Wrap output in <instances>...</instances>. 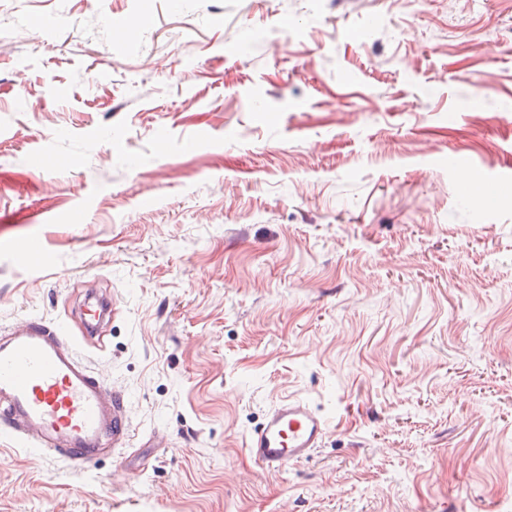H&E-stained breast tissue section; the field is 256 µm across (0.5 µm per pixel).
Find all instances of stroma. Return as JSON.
Returning <instances> with one entry per match:
<instances>
[{"label":"stroma","mask_w":512,"mask_h":512,"mask_svg":"<svg viewBox=\"0 0 512 512\" xmlns=\"http://www.w3.org/2000/svg\"><path fill=\"white\" fill-rule=\"evenodd\" d=\"M91 291L129 439L0 512H512V0H0V334ZM326 429V419L307 400L284 399L248 435L245 450L267 469L279 470L309 457L319 447Z\"/></svg>","instance_id":"stroma-1"}]
</instances>
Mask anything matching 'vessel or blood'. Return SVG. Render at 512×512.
Wrapping results in <instances>:
<instances>
[{
	"mask_svg": "<svg viewBox=\"0 0 512 512\" xmlns=\"http://www.w3.org/2000/svg\"><path fill=\"white\" fill-rule=\"evenodd\" d=\"M108 311L86 302V333ZM77 340L59 322L27 317L0 336V428L33 449L77 467L97 461L109 443L127 438L123 397L106 393L103 382L83 362ZM327 429L326 419L305 399L276 403L246 440V451L270 470L309 457Z\"/></svg>",
	"mask_w": 512,
	"mask_h": 512,
	"instance_id": "1",
	"label": "vessel or blood"
}]
</instances>
